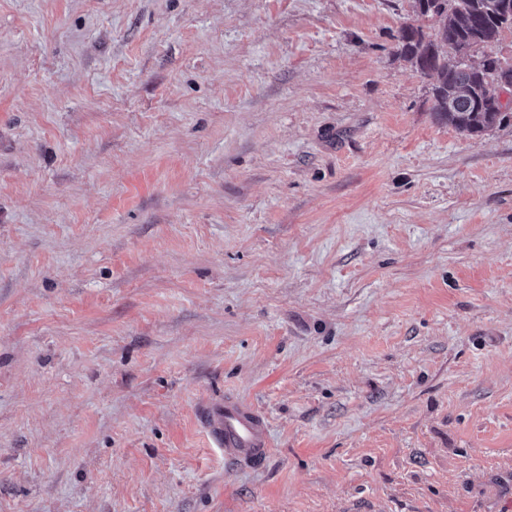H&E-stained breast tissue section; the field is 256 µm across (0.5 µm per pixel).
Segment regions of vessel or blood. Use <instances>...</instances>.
Instances as JSON below:
<instances>
[{"instance_id":"vessel-or-blood-1","label":"vessel or blood","mask_w":512,"mask_h":512,"mask_svg":"<svg viewBox=\"0 0 512 512\" xmlns=\"http://www.w3.org/2000/svg\"><path fill=\"white\" fill-rule=\"evenodd\" d=\"M199 416L226 460L258 467L270 450L267 420L248 401L228 398L200 408Z\"/></svg>"}]
</instances>
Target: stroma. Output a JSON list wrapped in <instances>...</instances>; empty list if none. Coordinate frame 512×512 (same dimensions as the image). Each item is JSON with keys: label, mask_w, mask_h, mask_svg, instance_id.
I'll use <instances>...</instances> for the list:
<instances>
[{"label": "stroma", "mask_w": 512, "mask_h": 512, "mask_svg": "<svg viewBox=\"0 0 512 512\" xmlns=\"http://www.w3.org/2000/svg\"><path fill=\"white\" fill-rule=\"evenodd\" d=\"M414 0H0V512H499L512 118ZM268 420L256 469L198 416ZM422 0V17L437 18L436 33L426 36L420 27L405 26L398 36L401 55L415 64L430 80L432 112L438 120L469 134L490 130L509 118L507 112L490 105L500 76V58L495 56L481 68L469 64L470 52L487 48L505 29H512V9L493 12L492 4L512 0ZM455 47L463 59L448 65L442 52Z\"/></svg>", "instance_id": "1"}]
</instances>
